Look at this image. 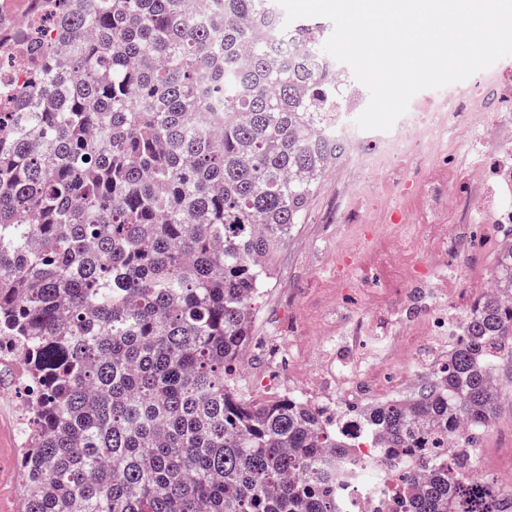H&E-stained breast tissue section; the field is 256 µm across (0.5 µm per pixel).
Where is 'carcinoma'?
Instances as JSON below:
<instances>
[{"instance_id": "cac0c4a2", "label": "carcinoma", "mask_w": 512, "mask_h": 512, "mask_svg": "<svg viewBox=\"0 0 512 512\" xmlns=\"http://www.w3.org/2000/svg\"><path fill=\"white\" fill-rule=\"evenodd\" d=\"M52 0L0 111V363L21 359L22 512H338L360 444L239 390L274 260L344 157L334 65L276 0ZM417 393L361 411L422 448L406 512H512L458 470L512 393V247Z\"/></svg>"}]
</instances>
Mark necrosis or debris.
I'll return each mask as SVG.
<instances>
[{"label":"necrosis or debris","instance_id":"obj_1","mask_svg":"<svg viewBox=\"0 0 512 512\" xmlns=\"http://www.w3.org/2000/svg\"><path fill=\"white\" fill-rule=\"evenodd\" d=\"M18 2L0 0V62L6 65L0 72V89L13 92L27 85L17 36L36 23L31 10L16 11ZM505 82L499 70H483L477 81L453 86L447 94L416 98L391 130L364 131L347 122L348 115L362 110L363 91L350 73L337 72L336 129L346 142L347 159L359 173L340 191L334 206L337 223L356 229L329 272V285L337 295L364 288L359 257L381 231L396 233L395 255L414 256L403 267L402 280L434 290L443 276V260L461 255L472 225H512V167L489 173L483 162L462 167L448 153L449 142L465 144L477 133L497 152L512 150V90H505ZM413 328L431 341L458 337L463 317L449 299L426 305ZM375 336L370 321L353 318L342 349L345 356L367 362V370L340 380L335 358L328 357L310 365L305 383L323 391L332 403L388 397L414 351L396 339L373 347ZM411 461L405 454L390 464L378 449H356L345 459V476L336 482L342 512H404L391 485ZM368 468L374 479L366 483L361 475Z\"/></svg>","mask_w":512,"mask_h":512}]
</instances>
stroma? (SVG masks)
Returning a JSON list of instances; mask_svg holds the SVG:
<instances>
[{
	"instance_id": "obj_1",
	"label": "stroma",
	"mask_w": 512,
	"mask_h": 512,
	"mask_svg": "<svg viewBox=\"0 0 512 512\" xmlns=\"http://www.w3.org/2000/svg\"><path fill=\"white\" fill-rule=\"evenodd\" d=\"M357 173L349 162L343 161L329 167L320 184L309 199L303 224L297 225L287 245L278 253L272 270V278L261 293L252 323V343L246 352L255 364L257 377L251 382H240V389L253 396L265 397L260 377H270L281 391H293L296 381L293 365L288 359L289 312L304 316V335H312L314 322L322 321L329 326L347 329L352 314L367 311L370 298L357 295L339 301H324L323 280L335 254L344 227L327 221L328 213L339 188L356 178ZM468 249L480 253L482 261L471 266L467 258L456 262L457 272L448 275V290L460 305L474 302L476 290L483 279L489 278L493 267L492 250L484 243V231L473 227L468 239ZM428 291H416L409 286L398 290L389 304L383 307L377 318L378 332L392 336H405L417 310V301H428ZM19 391L0 393V428L5 436L0 439L7 464L0 467V503L15 507L21 499V478L18 469L19 444L17 429Z\"/></svg>"
}]
</instances>
